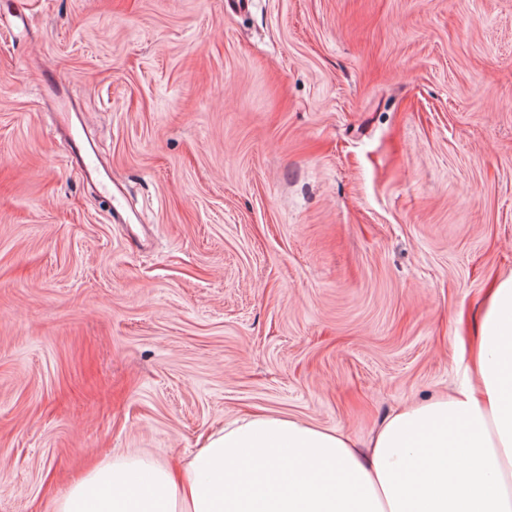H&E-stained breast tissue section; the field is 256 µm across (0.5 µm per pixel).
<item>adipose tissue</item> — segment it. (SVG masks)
<instances>
[{
    "mask_svg": "<svg viewBox=\"0 0 512 512\" xmlns=\"http://www.w3.org/2000/svg\"><path fill=\"white\" fill-rule=\"evenodd\" d=\"M476 386L386 417L368 443L256 414L209 434L183 474L118 458L55 512H512V274L482 312Z\"/></svg>",
    "mask_w": 512,
    "mask_h": 512,
    "instance_id": "adipose-tissue-1",
    "label": "adipose tissue"
}]
</instances>
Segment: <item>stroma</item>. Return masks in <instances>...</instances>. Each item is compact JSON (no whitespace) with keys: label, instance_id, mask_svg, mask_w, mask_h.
Segmentation results:
<instances>
[{"label":"stroma","instance_id":"obj_1","mask_svg":"<svg viewBox=\"0 0 512 512\" xmlns=\"http://www.w3.org/2000/svg\"><path fill=\"white\" fill-rule=\"evenodd\" d=\"M5 4L0 512L242 417L363 439L473 381L512 273V0ZM69 152L71 160L81 162L86 169L87 174L90 178H94L98 184L110 194L113 201L116 203L114 211L119 212V209L123 208L121 196V187L112 181V178L108 173H102L95 165L93 155H95L94 143L87 140H75L70 136L69 140Z\"/></svg>","mask_w":512,"mask_h":512}]
</instances>
